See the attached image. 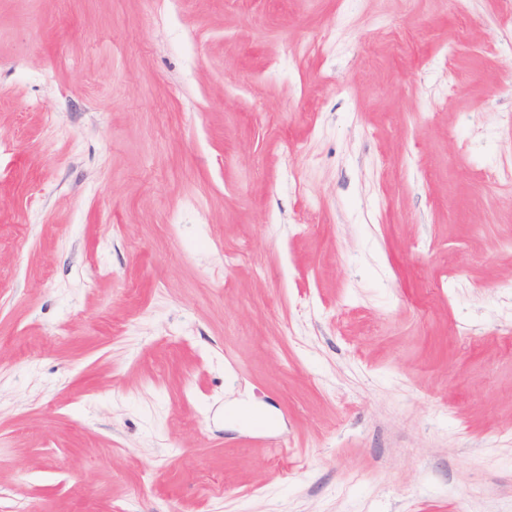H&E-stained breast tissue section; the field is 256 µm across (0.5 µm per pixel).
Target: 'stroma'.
<instances>
[{
	"label": "stroma",
	"instance_id": "1",
	"mask_svg": "<svg viewBox=\"0 0 512 512\" xmlns=\"http://www.w3.org/2000/svg\"><path fill=\"white\" fill-rule=\"evenodd\" d=\"M0 512H512L507 0H0Z\"/></svg>",
	"mask_w": 512,
	"mask_h": 512
}]
</instances>
